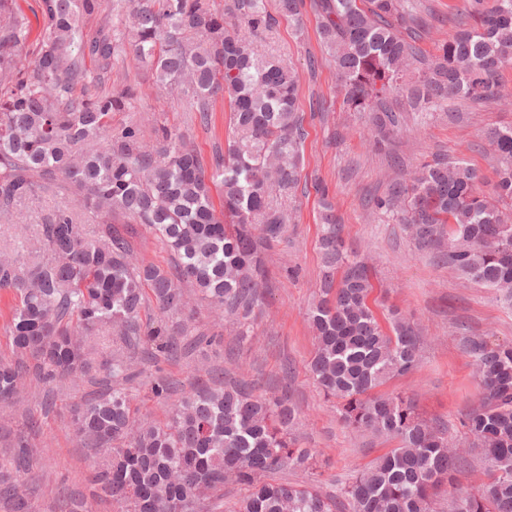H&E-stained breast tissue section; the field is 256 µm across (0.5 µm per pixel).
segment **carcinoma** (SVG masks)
<instances>
[{"mask_svg": "<svg viewBox=\"0 0 512 512\" xmlns=\"http://www.w3.org/2000/svg\"><path fill=\"white\" fill-rule=\"evenodd\" d=\"M314 7L343 106L367 115L372 149L395 173L375 209L396 215L418 249L512 306V125L485 132L500 162L489 195L460 158L436 154L405 169L391 145L406 117L389 105L400 95L424 120L451 100L496 98L512 64V0H469L431 56L416 46L426 23L414 0ZM39 8L43 30L24 56L28 21L16 0H0V218L17 223V207L40 193L72 200L38 225L42 249L28 252V269L0 256V290L17 298L8 331L18 355L0 358L1 403L14 399L27 372L43 381L85 373L83 338L105 325L154 360L175 356L185 326L164 318L143 325L140 314L151 303L163 315L182 312L185 284L238 324L240 340L252 336L270 282L264 250L285 233L275 198L298 190L305 140L298 71L258 54L251 40L275 22L266 0H234L229 20L216 0H39ZM128 58L151 70L162 91L185 95L204 126L216 103L228 102L230 135L210 164L175 128L156 129L150 146L137 124L112 127V113L138 100L119 67ZM316 190L323 270L309 313L310 374L351 434L396 447L327 493L314 453L298 447L288 393L268 397L217 380L179 394L161 378L152 393L167 419L142 424L127 388L131 360L114 354L106 360L112 388L84 404L74 428L85 446L109 450L93 494L110 497L115 512H224L229 484L243 490L233 512H437L446 495L449 512H512V343L464 340L483 398L459 424L489 463L487 482L470 492L457 483L464 463L448 449V426L423 417L409 397L378 392L416 367L422 337L398 313L382 326L368 304L369 268L347 245L325 189ZM81 210L96 221L91 237ZM146 233L165 245L172 267L138 259ZM35 454L19 438L16 471ZM288 469L301 480L273 478ZM0 512H33L22 485L2 474Z\"/></svg>", "mask_w": 512, "mask_h": 512, "instance_id": "1", "label": "carcinoma"}]
</instances>
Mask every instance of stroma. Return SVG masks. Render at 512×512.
I'll return each instance as SVG.
<instances>
[{
	"label": "stroma",
	"instance_id": "1",
	"mask_svg": "<svg viewBox=\"0 0 512 512\" xmlns=\"http://www.w3.org/2000/svg\"><path fill=\"white\" fill-rule=\"evenodd\" d=\"M465 0H417L418 13L429 25L420 46L434 52L454 30L455 15ZM313 0H303L298 20L279 18L276 25L258 36L260 54L288 59L300 73L296 106L306 130L304 169L295 198L285 203L289 217L280 242L266 252L272 288L257 319L251 343L238 345L232 323L214 324L204 302L189 293L185 313L176 322L187 325L182 338L187 350L180 357L159 363H136L130 387L133 406L144 421H157L163 409L151 393L157 378L166 377L180 388L205 381L211 369L257 383L262 393L288 390L298 407L301 423L296 437L301 447L312 449L323 467L328 489H335L358 465L385 453L390 444L369 436L350 434L340 423L336 409L327 401L309 373L313 333L307 312L313 304L322 274L318 248L319 196L316 184L326 186L344 224L346 238L357 247L372 271L374 290L370 304L377 316L396 306L417 322L423 343L416 369L386 382V393L412 397L426 417L448 426V439L466 460L459 475L462 487L486 481L488 464L458 426V417L481 398L475 366L462 347L465 336H487L512 342V309L495 291L468 282L431 253L416 248L402 224L392 214L372 209L374 197L383 195L392 175L383 156L373 154L364 118L344 111L336 72L325 58L317 33ZM316 68H308L309 59ZM132 82L139 87V111L117 112L113 126L135 121L144 134L155 123L179 128L203 158L223 148L228 135L229 108L218 103L208 127H201L183 101L159 93L151 73L133 69ZM497 102L477 107L468 102H449L447 114L410 123L392 143L406 166L431 159L435 154L463 158L485 178L492 190L498 165L484 139L487 128L512 123V66L503 70ZM56 200L42 196L27 201L21 224L0 223V253L26 255L37 247V226ZM102 364L75 381L45 383L24 380L19 399L0 404V466H8L17 437H27L37 451L33 467L19 478L36 512H52L59 489L86 503L89 512H112L109 502L92 497L93 450L82 447L71 427L73 409L79 408L105 379Z\"/></svg>",
	"mask_w": 512,
	"mask_h": 512
}]
</instances>
